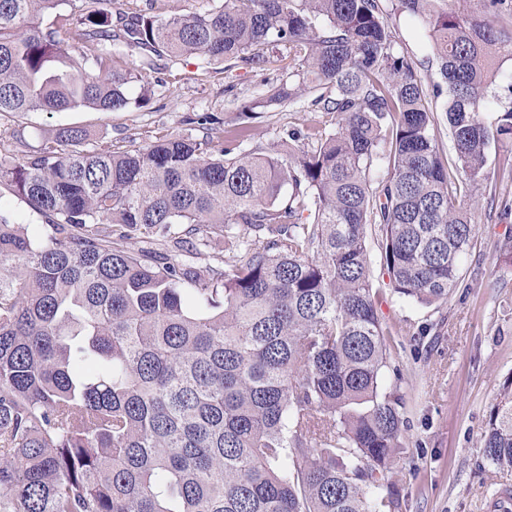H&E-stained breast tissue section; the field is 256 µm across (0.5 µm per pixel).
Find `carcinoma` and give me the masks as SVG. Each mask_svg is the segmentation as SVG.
Instances as JSON below:
<instances>
[{"mask_svg": "<svg viewBox=\"0 0 512 512\" xmlns=\"http://www.w3.org/2000/svg\"><path fill=\"white\" fill-rule=\"evenodd\" d=\"M62 2L0 0V113L148 102L127 96L143 79L127 48L229 71L263 68L271 46L287 79L246 111L312 93L332 130L244 149L248 126L206 116L201 137L114 151L63 127L0 161V186L47 226L36 239L0 208V512H395L404 421L379 385L393 334L368 232L394 292L431 306L460 283L472 207L512 216L486 194L491 144L512 146L502 0H394L427 28L430 85L380 0H224L119 27L112 0L79 18ZM482 452L512 469V378Z\"/></svg>", "mask_w": 512, "mask_h": 512, "instance_id": "carcinoma-1", "label": "carcinoma"}]
</instances>
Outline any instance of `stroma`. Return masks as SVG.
Segmentation results:
<instances>
[{
  "label": "stroma",
  "mask_w": 512,
  "mask_h": 512,
  "mask_svg": "<svg viewBox=\"0 0 512 512\" xmlns=\"http://www.w3.org/2000/svg\"><path fill=\"white\" fill-rule=\"evenodd\" d=\"M218 0H116L123 16L168 17L203 11ZM163 83L149 103L124 112H32L0 115V154L33 153L62 126L87 134L86 149L134 148L163 135H202L199 117L214 114L224 129L248 123L249 146L276 142L288 129L322 125L317 107L271 105L246 118L243 108L270 94L288 72L287 55L264 69L203 63L189 57L151 62ZM476 236L460 261L462 279L446 304L425 307L385 292L379 312L395 336L384 392L402 396L405 450L391 465L399 512H495L497 492H512V470L482 454L481 433L506 377L512 375V219L489 207L474 214Z\"/></svg>",
  "instance_id": "35a3bbf8"
}]
</instances>
